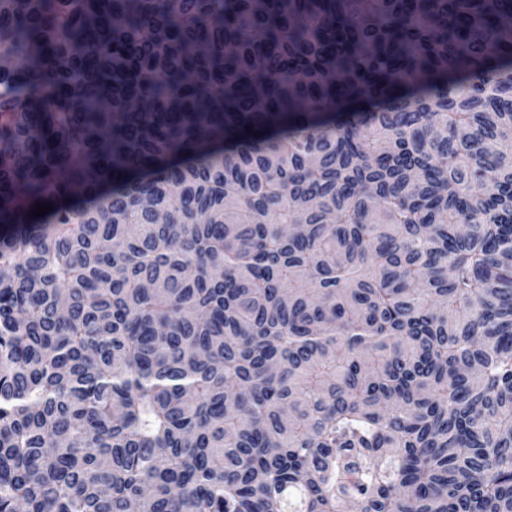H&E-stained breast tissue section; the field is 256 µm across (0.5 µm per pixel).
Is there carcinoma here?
<instances>
[{
    "mask_svg": "<svg viewBox=\"0 0 512 512\" xmlns=\"http://www.w3.org/2000/svg\"><path fill=\"white\" fill-rule=\"evenodd\" d=\"M345 509L512 512V0H0V512Z\"/></svg>",
    "mask_w": 512,
    "mask_h": 512,
    "instance_id": "cac0c4a2",
    "label": "carcinoma"
}]
</instances>
